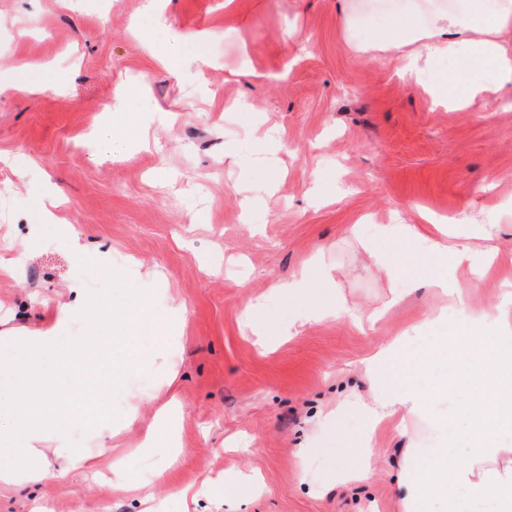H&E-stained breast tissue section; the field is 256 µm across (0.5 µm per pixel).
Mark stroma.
<instances>
[{
    "label": "stroma",
    "mask_w": 512,
    "mask_h": 512,
    "mask_svg": "<svg viewBox=\"0 0 512 512\" xmlns=\"http://www.w3.org/2000/svg\"><path fill=\"white\" fill-rule=\"evenodd\" d=\"M143 4L0 0V327L49 326L75 283L112 291L114 330L140 309L167 336H138L110 402L112 445L147 491L70 473L1 491L0 512L37 494L53 512H143L148 494L182 512L184 488L189 512H403L405 451L430 421L381 424L375 478L338 479L363 430V363L395 338L415 355L424 312L448 305L422 214L459 218L474 265L497 247L477 285L455 274L470 309L512 291V95L432 105L401 54L358 49L365 0ZM22 63L41 91L12 89ZM55 199L64 223L41 231ZM397 215L422 237L394 244L390 279L364 245ZM297 278L301 294L279 292ZM338 302L350 315L310 319ZM253 305L289 334L254 335ZM233 476L258 492L238 496Z\"/></svg>",
    "instance_id": "obj_1"
}]
</instances>
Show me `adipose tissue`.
I'll return each instance as SVG.
<instances>
[{
  "label": "adipose tissue",
  "mask_w": 512,
  "mask_h": 512,
  "mask_svg": "<svg viewBox=\"0 0 512 512\" xmlns=\"http://www.w3.org/2000/svg\"><path fill=\"white\" fill-rule=\"evenodd\" d=\"M469 18L452 11L439 14L428 28H415L414 49L404 51L415 76H428L434 101L464 108L486 90L512 92V52L500 41L512 22V0H468ZM455 57L469 74L456 89L445 72L433 71L439 58ZM491 69L499 81L486 87L480 72ZM72 305L59 311L54 326L25 336L0 335V490L44 483L50 472L64 475L90 471L110 476L120 492L138 490L118 453L89 455L71 442L70 429L81 423L108 428V398L123 383L130 364L141 353L133 336L113 337L112 294H87L75 288ZM468 294L453 290V300L471 324L494 321V334L478 339V351L463 347L447 313H425L428 329L422 352L405 358L399 341H391L366 360L364 371L373 399L358 411L368 429L385 421L405 427L431 414L435 391L419 388L415 378L448 353L459 360L454 386L444 397L468 424L466 447L455 430L440 426L437 442L406 452L400 483L404 512H512V293L492 309L469 310ZM85 323L86 333L71 339L59 334L69 321ZM124 359H116V350ZM54 441L52 450L43 441Z\"/></svg>",
  "instance_id": "obj_1"
}]
</instances>
